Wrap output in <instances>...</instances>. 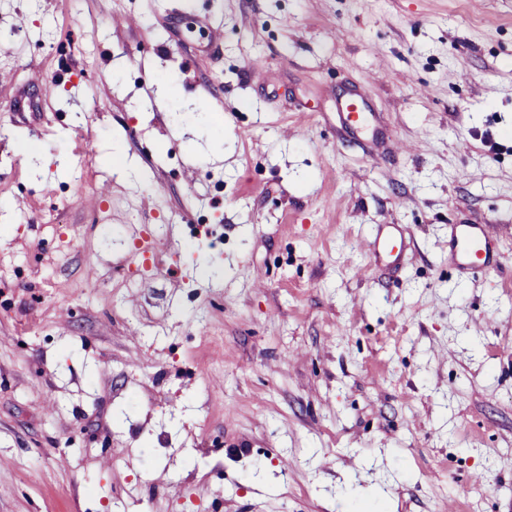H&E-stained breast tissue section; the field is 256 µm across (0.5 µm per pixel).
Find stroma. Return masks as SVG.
Here are the masks:
<instances>
[{"instance_id":"obj_1","label":"stroma","mask_w":512,"mask_h":512,"mask_svg":"<svg viewBox=\"0 0 512 512\" xmlns=\"http://www.w3.org/2000/svg\"><path fill=\"white\" fill-rule=\"evenodd\" d=\"M2 124L0 512H512V0H0ZM352 105L356 106L357 112H352ZM336 108L343 128L352 134L356 130L366 129L376 120V113L369 112L364 94L352 93L347 98L341 99ZM450 229V243L459 268L492 270L498 266L500 253L492 224H454ZM407 234L400 224H380L376 236L368 240L366 247L375 258L388 265H399L405 255Z\"/></svg>"}]
</instances>
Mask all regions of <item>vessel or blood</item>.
<instances>
[{
  "label": "vessel or blood",
  "mask_w": 512,
  "mask_h": 512,
  "mask_svg": "<svg viewBox=\"0 0 512 512\" xmlns=\"http://www.w3.org/2000/svg\"><path fill=\"white\" fill-rule=\"evenodd\" d=\"M337 112L343 128L351 133L369 127L376 119L375 113L369 110L366 96L359 93L340 100ZM406 240L407 231L402 225L382 224L367 247L375 259L393 266L400 264L403 258ZM450 243L455 263L461 269L491 270L499 263L498 239L492 224L452 225Z\"/></svg>",
  "instance_id": "obj_1"
}]
</instances>
